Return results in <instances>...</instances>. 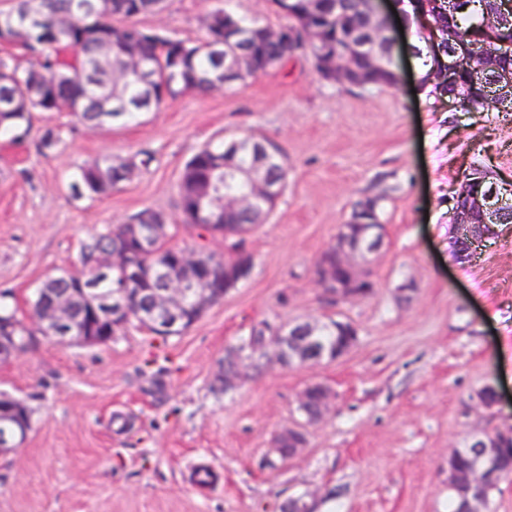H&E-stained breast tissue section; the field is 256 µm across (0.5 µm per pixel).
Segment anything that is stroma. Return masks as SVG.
Wrapping results in <instances>:
<instances>
[{
  "mask_svg": "<svg viewBox=\"0 0 512 512\" xmlns=\"http://www.w3.org/2000/svg\"><path fill=\"white\" fill-rule=\"evenodd\" d=\"M277 24L271 0H166L141 24L193 41L215 7ZM398 87L345 89L309 53L207 96L184 93L138 122L101 131L67 112H38L28 139L0 138V290L27 318L35 289L80 274L84 242L150 207L166 241L223 254L220 236L184 225L175 185L202 147L260 137L288 161V185L244 239L250 277L178 336L130 329L100 345L35 347L0 363V393L33 410L19 448L0 454V512H279L311 495L316 512H448V453L474 435L512 430V224L476 256L456 259L453 196L470 165L512 182V117L448 109L421 85L392 29ZM62 129L50 155L41 130ZM147 152L109 197L75 195L69 177L102 156ZM377 202L382 248L369 256L372 294L331 303L314 283L322 253L357 201ZM335 319L359 340L338 360L270 363L219 391L224 349L253 325ZM335 399L296 456L270 467L274 437L300 421L312 383ZM494 385L503 400L479 405ZM216 473L206 491L191 468Z\"/></svg>",
  "mask_w": 512,
  "mask_h": 512,
  "instance_id": "35a3bbf8",
  "label": "stroma"
}]
</instances>
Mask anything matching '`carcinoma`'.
<instances>
[{"instance_id":"cac0c4a2","label":"carcinoma","mask_w":512,"mask_h":512,"mask_svg":"<svg viewBox=\"0 0 512 512\" xmlns=\"http://www.w3.org/2000/svg\"><path fill=\"white\" fill-rule=\"evenodd\" d=\"M165 0H15L14 6L0 11V44L17 43L19 31L27 34L24 48L29 54L25 67L9 56H0V106L29 92L38 71H53L55 82L38 96L29 99L23 112L0 111V136L12 141H22L32 130L35 112L73 111L79 122L93 129H103L125 120L139 112H153L167 101L182 93L183 84L193 86L200 93L214 90V76L224 72L223 65L235 62L242 54L251 55L258 68H263L267 57L275 54L273 45H246L228 34L222 48H212L211 37L215 29L224 24V9L215 8L205 18L206 39L192 42L141 27L137 20L164 8ZM468 9L448 11V0H438L431 7L434 20L439 24L452 22L459 46H478L486 43L482 0H472ZM317 17L313 24L322 30L326 43L344 46L362 26V12L358 0H342V9L336 10V0H319ZM306 13L305 0H289L288 11L278 13L279 25L292 26ZM512 28H505L499 42L490 53V72L512 70ZM135 48L145 62L147 72L141 75L129 71V48ZM481 92L500 106L497 112H512V87L507 89L495 82H484ZM257 139L246 137L238 146L227 150V144L202 147L185 164L177 183V194L183 220L207 233L224 231V199L247 196L253 192V149ZM129 165L115 163L103 156L82 166L76 173L72 189L79 196L102 199L112 194L128 180ZM261 176L275 189V195L285 190L288 180V163L278 152L266 161ZM201 193L211 196L214 206L212 218L199 220L194 208ZM126 244V225L107 229L84 243L81 257L87 260L98 257L109 245ZM177 249L166 245L158 237L155 247L147 252H134V258L146 271L157 273L170 266ZM88 280L95 288L91 297L79 294L74 298V316L81 324L96 334L103 332L117 336L131 326L144 328L156 335H163L155 325L165 316L156 310L153 294L144 283L141 291L124 293L118 287L121 274L114 271L98 276L94 268L86 267ZM109 297L115 307L124 309L117 319L121 327L101 324L92 310L91 302ZM50 297L31 301L28 320L17 317L16 310L0 304V324L17 327L19 350L25 351L35 342V336L48 335L39 322L40 310L49 306ZM358 336H350L341 329L338 321L329 320L316 334L317 346L331 355H340L355 345Z\"/></svg>"}]
</instances>
